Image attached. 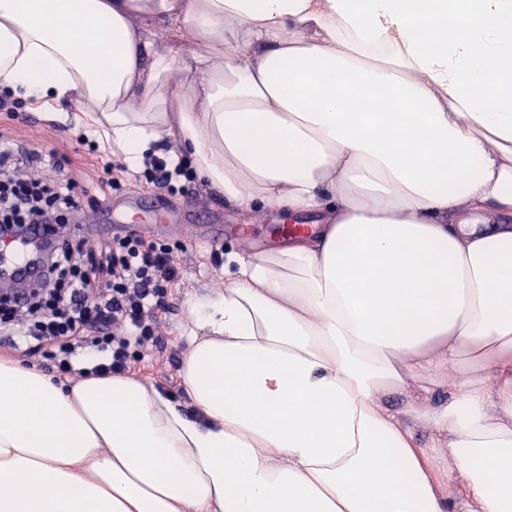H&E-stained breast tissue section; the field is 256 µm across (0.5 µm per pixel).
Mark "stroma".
<instances>
[{
    "instance_id": "stroma-1",
    "label": "stroma",
    "mask_w": 512,
    "mask_h": 512,
    "mask_svg": "<svg viewBox=\"0 0 512 512\" xmlns=\"http://www.w3.org/2000/svg\"><path fill=\"white\" fill-rule=\"evenodd\" d=\"M1 140L30 153L55 154L58 176L73 179L78 190L83 191L85 214L107 209L112 202L137 194L179 218L189 215V223L178 220L156 236L158 242L177 247L179 278L170 290V307L161 315L157 347L136 364L133 375L168 394L184 409H191L181 376L183 356L189 347L187 332L196 318L191 302L199 295L223 291L221 253H254L275 246L277 239L271 235L270 227L281 223V216L258 210L250 219H242L222 195L198 180L169 192L157 189L143 173L128 172L110 190H102L105 168L123 165V157L82 137L73 121L48 119L39 109L13 103L8 110H0ZM241 228L246 229V236H238Z\"/></svg>"
}]
</instances>
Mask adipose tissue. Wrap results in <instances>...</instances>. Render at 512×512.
<instances>
[{
    "label": "adipose tissue",
    "mask_w": 512,
    "mask_h": 512,
    "mask_svg": "<svg viewBox=\"0 0 512 512\" xmlns=\"http://www.w3.org/2000/svg\"><path fill=\"white\" fill-rule=\"evenodd\" d=\"M0 92L319 217L193 300L194 414L0 358V512H512V0H0ZM133 21L136 26H146L150 38L156 47H172L179 50L191 51L198 45L196 36L188 30H183L177 37H174L169 26L165 23L150 22L141 16H136Z\"/></svg>",
    "instance_id": "adipose-tissue-1"
}]
</instances>
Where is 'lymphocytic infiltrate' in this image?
Listing matches in <instances>:
<instances>
[{
    "label": "lymphocytic infiltrate",
    "instance_id": "lymphocytic-infiltrate-1",
    "mask_svg": "<svg viewBox=\"0 0 512 512\" xmlns=\"http://www.w3.org/2000/svg\"><path fill=\"white\" fill-rule=\"evenodd\" d=\"M31 160L0 143V240L66 229L74 237L41 254L32 291L0 295V344L75 378L129 373L132 350L150 351L159 340L164 285L178 276L173 249L126 234L84 264L73 181L22 177Z\"/></svg>",
    "mask_w": 512,
    "mask_h": 512
}]
</instances>
